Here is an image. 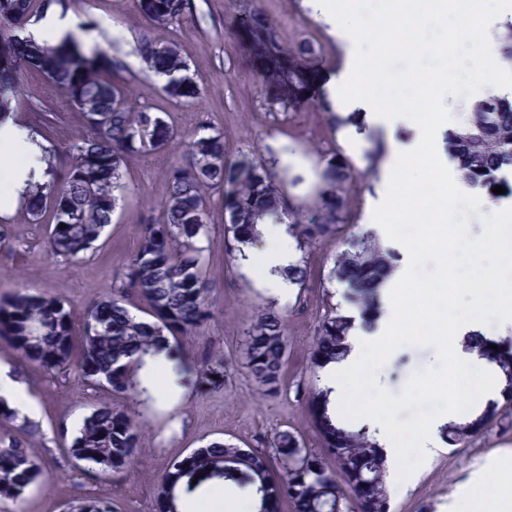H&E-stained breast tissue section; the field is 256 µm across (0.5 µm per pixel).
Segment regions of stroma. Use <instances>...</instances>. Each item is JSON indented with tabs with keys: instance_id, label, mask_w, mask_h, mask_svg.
Here are the masks:
<instances>
[{
	"instance_id": "1",
	"label": "stroma",
	"mask_w": 512,
	"mask_h": 512,
	"mask_svg": "<svg viewBox=\"0 0 512 512\" xmlns=\"http://www.w3.org/2000/svg\"><path fill=\"white\" fill-rule=\"evenodd\" d=\"M192 4L183 19L166 27L153 25L138 0H74L68 14L84 46H100L123 62L120 78L136 107L169 113L187 140L205 125L222 129L230 157L258 152L277 157L280 164L273 172L283 183L286 203L315 206L325 188L322 172L327 163L347 164L356 176L347 222L337 237L300 253L307 271L303 286L275 301L239 270L236 244L224 229V212L214 210L208 241L214 263L211 318L178 341V370L186 394L172 408L156 407L145 394L120 396L93 389L72 370L55 376L36 371L0 341V360L19 371L38 408V432L32 444L42 470L41 487L20 500L0 502V512H61L64 503L88 493L111 498L123 512H154V490L166 462L208 440L224 438L266 450L275 432L287 430L300 435L306 447L322 445L307 404L309 390L322 386L321 371L310 355L325 313L343 301L342 285L329 277L332 256L351 237L365 232L370 222V199L376 194L383 164L371 150L385 135L379 129L369 130L354 153L346 145L345 128L351 117L337 120L314 107L287 114L264 110L257 78L228 35L230 17L248 0H192ZM260 5L284 42H305L314 49L326 64V74L343 68L345 44L309 9L307 0H260ZM145 35L155 43L175 45L187 59L201 88L194 104L175 105L162 97L160 78L145 70L138 51V41ZM20 95L15 118L54 153L57 168L65 169L71 161L66 147L83 126L81 114L64 92L39 75H22ZM43 103L52 106V118L38 112ZM171 162V155L165 153L130 156L123 174L125 197L99 249L79 258L49 256L43 247L45 224L27 223L22 212H15L11 217L15 246L0 250V295L20 288L46 290L65 300L75 320H82L91 300L120 288L124 266L137 248L141 223L154 215L168 193ZM268 309L284 317L288 331L285 385L274 397L257 393L245 367L248 331L257 315ZM212 356L224 358L228 376L223 389L202 396L193 383L202 361ZM436 362L433 348L405 346L380 368L378 381L397 395L412 374ZM103 402L141 417L144 435L132 468L92 477L75 469L63 452L60 430H76L90 408ZM507 449H512V430L498 426L466 447L441 445L429 463L418 466L411 487H390L391 512H440L463 487L474 465Z\"/></svg>"
}]
</instances>
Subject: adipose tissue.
<instances>
[{"instance_id":"1","label":"adipose tissue","mask_w":512,"mask_h":512,"mask_svg":"<svg viewBox=\"0 0 512 512\" xmlns=\"http://www.w3.org/2000/svg\"><path fill=\"white\" fill-rule=\"evenodd\" d=\"M313 11L337 38L347 42L348 59L344 68L328 84V98L340 113L356 112L358 123L383 128L390 144L383 164V178L374 203L376 220L370 224L380 239H387V230L381 220L383 213L396 206L412 212L423 208L414 186L405 184L402 174L407 167L422 170L427 181L449 198H466L491 215L481 241H473L466 234L451 232L452 251L463 255H479L489 251L512 252V205L490 201L485 191L473 188L460 180L457 163L445 151L446 133L455 130L464 117L471 100L501 95L511 91L497 75L489 55L490 46L507 21L512 20V0H478L479 16L468 27H454L457 41L477 50L479 81L472 99L461 96L453 80L443 83L455 109L440 119L427 121L412 110H387L378 106L368 94L355 93L354 88L363 75L361 45L364 33L351 23L353 0H309ZM415 131L413 140L397 138L398 129ZM41 150L29 131L14 122L0 125V214L12 213L22 203L26 189L43 180ZM264 248L239 246L237 263L251 276L257 287L272 298L288 294L293 283L289 273L298 263L294 239L287 225L265 224L261 227ZM401 262L394 275L382 287V312L374 328L355 325L349 336L350 353L342 360L330 362L322 369V380L328 392V412L338 425L359 418L366 424L388 461L397 470L400 486H408L416 476L409 466V458L428 461L438 443V433L451 423H465L477 417L503 389L505 382L498 368L469 351L465 343L473 335H485L487 324H494L500 335L512 334V300L501 299L507 283L503 275L488 271L484 275L456 277L450 283L456 295L468 297L470 310L457 314L449 323L450 333L443 346L448 352L453 378L448 397V408L431 423L405 433L390 415L385 401H375L365 409H354L353 404L363 391L362 368L375 352L390 347V336L395 324L406 320L408 309L416 308L414 299L405 295V285L418 258L414 244L401 243ZM0 400L14 412L17 420L32 421L37 408L27 385L11 364L0 361ZM442 512H512V452L486 458L474 469L462 491L449 498Z\"/></svg>"}]
</instances>
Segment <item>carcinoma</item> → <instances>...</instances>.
Wrapping results in <instances>:
<instances>
[{
	"label": "carcinoma",
	"instance_id": "obj_1",
	"mask_svg": "<svg viewBox=\"0 0 512 512\" xmlns=\"http://www.w3.org/2000/svg\"><path fill=\"white\" fill-rule=\"evenodd\" d=\"M71 0H0V124L19 104L18 87L24 72L49 78L83 115L85 133L68 146L74 162L60 185L29 188L25 210L39 222L51 212L45 238L48 253L77 257L95 248L112 223L118 194L126 189L122 167L133 153H157L173 143L178 133L165 114L135 109L123 85L114 79L120 63L105 51H86L72 37L55 44H38L25 34L30 22L48 12L70 7ZM146 16L158 24L181 20L190 0H139ZM230 37L255 73L266 108L291 112L317 105L331 110L324 78L310 59L312 48L285 44L265 11L256 3L240 12L229 25ZM140 56L148 71L163 80L164 95L190 105L200 94L189 65L171 45H158L144 37ZM495 51L501 67L512 71V21L496 34ZM445 150L458 163L463 182L487 192L502 186L512 195V183L500 174L512 168V96L489 97L471 106L466 123L447 134ZM325 178L336 187L320 197L315 210L303 213L286 207L280 185L265 161L255 156L230 159L224 132L202 127L172 164L169 191L158 214L141 224L136 251L128 259L122 288L87 306L81 346L74 350L75 329L70 309L47 292L16 291L0 296V338L19 356L45 373L75 367L81 379L112 394L148 393L140 377L143 357L166 352L177 359L170 339L187 336L211 317L210 260L200 240L208 233L213 195L218 193L228 215L227 232L238 244L259 241L257 225L288 218L289 231L300 247H311L336 235L347 211L353 177L348 166L328 162ZM396 251L383 247L364 232L348 248L336 252L331 274L347 288L346 302L363 322L381 311L379 290L398 267ZM352 317L345 308L330 309L323 318L312 364L348 354ZM481 355L496 364L504 376L503 396L512 402V345L493 350L476 344ZM246 368L264 396L279 393L288 362V339L282 317L259 315L250 331ZM221 359L204 361L197 376L198 392L206 395L224 388ZM311 419L323 447L316 452L302 439L283 430L272 439L271 450L244 448L225 440H211L170 460L155 489V512H178L182 495H192L228 484L259 501V512H390L387 467L383 450L367 428L337 426L328 413L327 393L309 392ZM508 431L512 420L494 403L465 424L451 423L442 430L451 447H464L487 428ZM33 426L0 430V499L21 498L40 476L30 448ZM143 423L109 403L95 406L84 416L73 436L68 431L65 451L75 465L89 474L120 473L137 456ZM331 460L333 465L326 464ZM200 479H195V476ZM67 512H118L109 499L85 495L69 504Z\"/></svg>",
	"mask_w": 512,
	"mask_h": 512
}]
</instances>
